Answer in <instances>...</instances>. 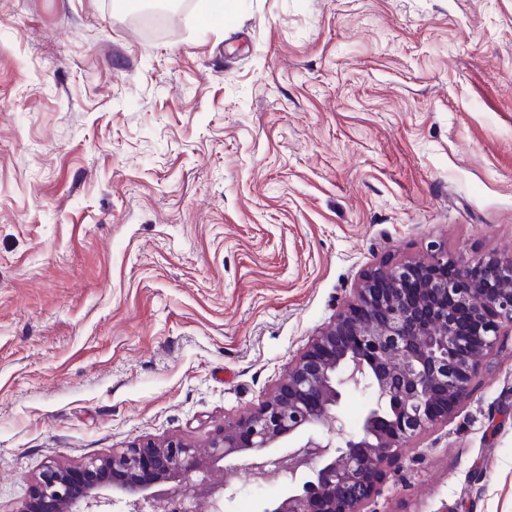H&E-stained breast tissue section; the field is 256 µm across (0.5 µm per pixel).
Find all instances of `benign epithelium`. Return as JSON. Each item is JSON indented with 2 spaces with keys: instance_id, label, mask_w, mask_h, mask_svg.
Wrapping results in <instances>:
<instances>
[{
  "instance_id": "obj_1",
  "label": "benign epithelium",
  "mask_w": 512,
  "mask_h": 512,
  "mask_svg": "<svg viewBox=\"0 0 512 512\" xmlns=\"http://www.w3.org/2000/svg\"><path fill=\"white\" fill-rule=\"evenodd\" d=\"M448 253L426 264L382 263L290 366L288 380L243 418L227 417L200 450L182 438L116 448L77 466L50 462L19 512H103L125 499L126 512L171 499L233 497L231 484L211 477L222 460L257 481L275 480L284 496L261 512H362L386 468L416 434L442 423L470 394L478 359L504 329L512 331V261L490 257L485 276L457 267ZM418 282L408 294L405 283ZM467 313L468 329L455 312ZM370 389L375 401L360 429L338 444L315 427L336 422L343 394Z\"/></svg>"
}]
</instances>
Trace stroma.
Segmentation results:
<instances>
[{
  "label": "stroma",
  "mask_w": 512,
  "mask_h": 512,
  "mask_svg": "<svg viewBox=\"0 0 512 512\" xmlns=\"http://www.w3.org/2000/svg\"><path fill=\"white\" fill-rule=\"evenodd\" d=\"M215 1L0 0V512L205 446L378 263L512 258V0ZM365 512H512V335Z\"/></svg>",
  "instance_id": "stroma-1"
}]
</instances>
